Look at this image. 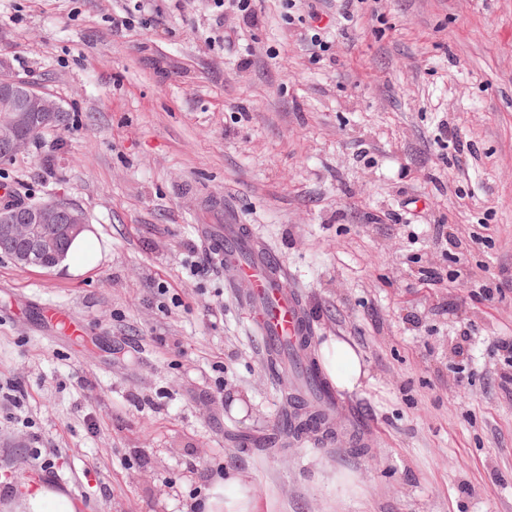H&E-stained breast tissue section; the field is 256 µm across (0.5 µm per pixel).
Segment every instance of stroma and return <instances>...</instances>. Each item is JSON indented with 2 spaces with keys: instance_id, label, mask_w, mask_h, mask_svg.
Listing matches in <instances>:
<instances>
[{
  "instance_id": "obj_1",
  "label": "stroma",
  "mask_w": 512,
  "mask_h": 512,
  "mask_svg": "<svg viewBox=\"0 0 512 512\" xmlns=\"http://www.w3.org/2000/svg\"><path fill=\"white\" fill-rule=\"evenodd\" d=\"M0 55L69 114L0 164V205L79 208L105 248L79 276L0 253V512L38 483L193 512L227 477L251 512H512V0H0ZM204 224L277 253L312 352H361L330 435L284 427Z\"/></svg>"
}]
</instances>
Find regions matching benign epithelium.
<instances>
[{"instance_id":"7a95c632","label":"benign epithelium","mask_w":512,"mask_h":512,"mask_svg":"<svg viewBox=\"0 0 512 512\" xmlns=\"http://www.w3.org/2000/svg\"><path fill=\"white\" fill-rule=\"evenodd\" d=\"M64 109L45 90L15 76L7 58L0 57V152L12 157L20 153L32 135L61 124ZM86 228L85 214L76 207L55 201L29 206L21 216L0 214V230L30 243V249L14 261L31 263V257L45 259L51 269L60 240L74 237Z\"/></svg>"}]
</instances>
